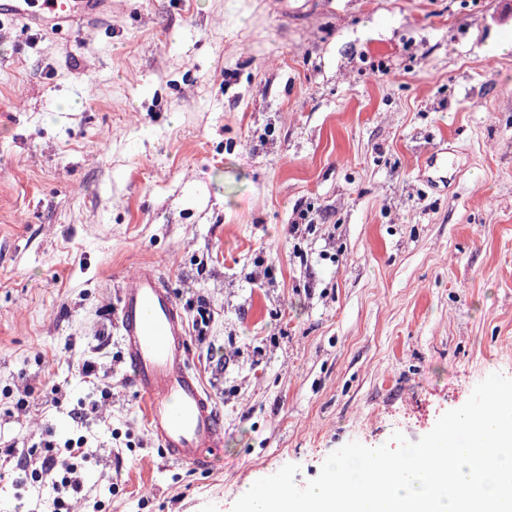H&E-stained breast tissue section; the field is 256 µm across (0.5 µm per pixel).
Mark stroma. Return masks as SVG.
Segmentation results:
<instances>
[{"instance_id": "35a3bbf8", "label": "stroma", "mask_w": 512, "mask_h": 512, "mask_svg": "<svg viewBox=\"0 0 512 512\" xmlns=\"http://www.w3.org/2000/svg\"><path fill=\"white\" fill-rule=\"evenodd\" d=\"M278 2L0 21V448L84 438L69 512H232L512 377V0ZM145 265L224 415L207 471L165 459L122 359Z\"/></svg>"}]
</instances>
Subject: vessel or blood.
<instances>
[{
	"label": "vessel or blood",
	"mask_w": 512,
	"mask_h": 512,
	"mask_svg": "<svg viewBox=\"0 0 512 512\" xmlns=\"http://www.w3.org/2000/svg\"><path fill=\"white\" fill-rule=\"evenodd\" d=\"M112 0H0V18L23 17L50 31L89 24ZM122 357L144 406L145 424L165 457L210 469L224 454V416L192 371L184 313L156 270L141 267L120 294Z\"/></svg>",
	"instance_id": "1"
}]
</instances>
